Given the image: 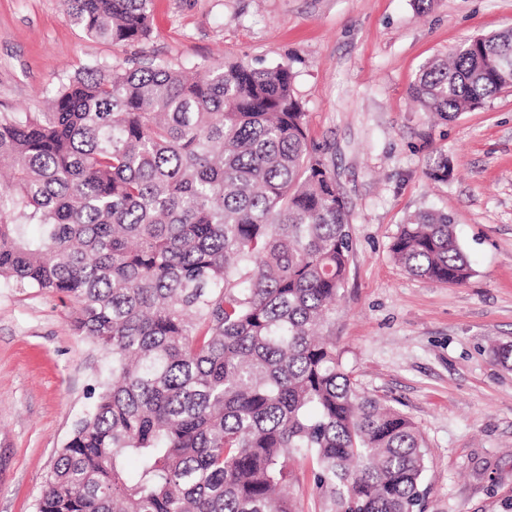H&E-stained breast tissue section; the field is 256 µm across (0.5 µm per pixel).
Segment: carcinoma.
<instances>
[{
  "label": "carcinoma",
  "instance_id": "cac0c4a2",
  "mask_svg": "<svg viewBox=\"0 0 512 512\" xmlns=\"http://www.w3.org/2000/svg\"><path fill=\"white\" fill-rule=\"evenodd\" d=\"M64 5L92 39L151 34L152 0ZM205 70L95 65L50 111L0 113V284L64 294L110 357L37 512H296L292 457L334 512H415L421 433L323 334L352 234L294 74ZM509 89L512 29L434 58L411 97L446 119ZM427 174L448 180V157ZM392 252L439 284L473 274L446 213L414 215Z\"/></svg>",
  "mask_w": 512,
  "mask_h": 512
}]
</instances>
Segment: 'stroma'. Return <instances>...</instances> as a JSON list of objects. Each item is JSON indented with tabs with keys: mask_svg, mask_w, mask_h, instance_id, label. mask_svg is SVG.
Listing matches in <instances>:
<instances>
[{
	"mask_svg": "<svg viewBox=\"0 0 512 512\" xmlns=\"http://www.w3.org/2000/svg\"><path fill=\"white\" fill-rule=\"evenodd\" d=\"M512 28V0H154L150 37H87L60 0H0V112H40L59 80L140 56L185 66H289L350 214L347 279L326 333L359 387L406 414L428 468L424 512H512V93L432 120L410 99L423 66ZM446 155L448 181L426 173ZM452 218L474 269L448 287L408 274L391 245L422 210ZM107 356L61 295L0 287V512H36L44 481ZM298 512H329L289 464Z\"/></svg>",
	"mask_w": 512,
	"mask_h": 512,
	"instance_id": "obj_1",
	"label": "stroma"
}]
</instances>
